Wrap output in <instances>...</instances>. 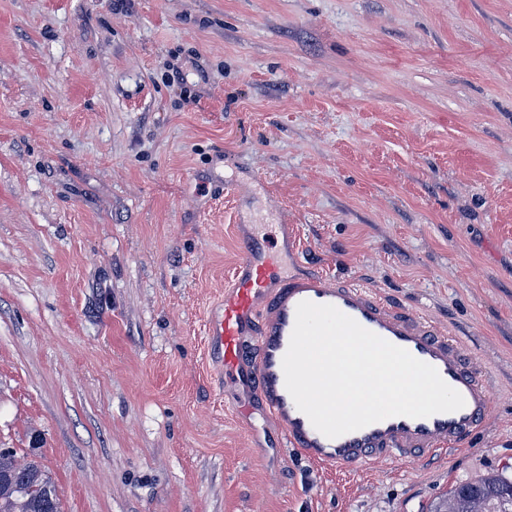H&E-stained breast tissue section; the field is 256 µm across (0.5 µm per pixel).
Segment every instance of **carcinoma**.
<instances>
[{"instance_id": "obj_1", "label": "carcinoma", "mask_w": 512, "mask_h": 512, "mask_svg": "<svg viewBox=\"0 0 512 512\" xmlns=\"http://www.w3.org/2000/svg\"><path fill=\"white\" fill-rule=\"evenodd\" d=\"M0 512H62L51 478L36 460L0 448ZM430 512H512V479L494 475L458 484Z\"/></svg>"}]
</instances>
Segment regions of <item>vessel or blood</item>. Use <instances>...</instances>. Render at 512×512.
I'll return each mask as SVG.
<instances>
[{"label":"vessel or blood","mask_w":512,"mask_h":512,"mask_svg":"<svg viewBox=\"0 0 512 512\" xmlns=\"http://www.w3.org/2000/svg\"><path fill=\"white\" fill-rule=\"evenodd\" d=\"M277 244L252 235L206 324L208 350L224 383L244 394L238 412L261 408L281 428L287 447L307 462L357 470L375 463L432 457L467 447L487 423L492 397L482 366L437 321L374 288L323 271L283 274ZM329 304L363 328L433 366L464 406L426 418L394 416L336 438L317 431L285 386L283 357L300 302Z\"/></svg>","instance_id":"b4317fda"}]
</instances>
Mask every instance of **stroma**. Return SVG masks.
<instances>
[{"instance_id": "obj_1", "label": "stroma", "mask_w": 512, "mask_h": 512, "mask_svg": "<svg viewBox=\"0 0 512 512\" xmlns=\"http://www.w3.org/2000/svg\"><path fill=\"white\" fill-rule=\"evenodd\" d=\"M282 222L283 271L483 361L463 452L321 468L238 415L205 324ZM35 442L63 512H428L512 478V0H0V448Z\"/></svg>"}]
</instances>
